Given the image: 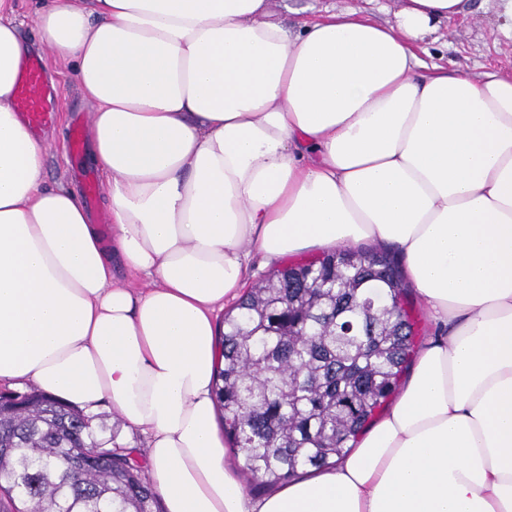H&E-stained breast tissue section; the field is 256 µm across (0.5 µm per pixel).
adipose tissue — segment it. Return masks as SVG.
Returning <instances> with one entry per match:
<instances>
[{
    "instance_id": "ef3b65f1",
    "label": "adipose tissue",
    "mask_w": 512,
    "mask_h": 512,
    "mask_svg": "<svg viewBox=\"0 0 512 512\" xmlns=\"http://www.w3.org/2000/svg\"><path fill=\"white\" fill-rule=\"evenodd\" d=\"M467 8L289 29L271 0H36L93 105L106 243L46 184L0 0V384L140 431L165 512H512V75L415 51ZM363 241L399 252L438 333L346 456L254 497L217 421L218 314L251 253Z\"/></svg>"
}]
</instances>
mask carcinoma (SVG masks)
I'll return each mask as SVG.
<instances>
[{
	"label": "carcinoma",
	"instance_id": "obj_1",
	"mask_svg": "<svg viewBox=\"0 0 512 512\" xmlns=\"http://www.w3.org/2000/svg\"><path fill=\"white\" fill-rule=\"evenodd\" d=\"M381 250L337 248L252 286L224 317L215 395L244 477L273 488L344 455L413 347ZM37 390L0 394V512H164L134 450Z\"/></svg>",
	"mask_w": 512,
	"mask_h": 512
}]
</instances>
